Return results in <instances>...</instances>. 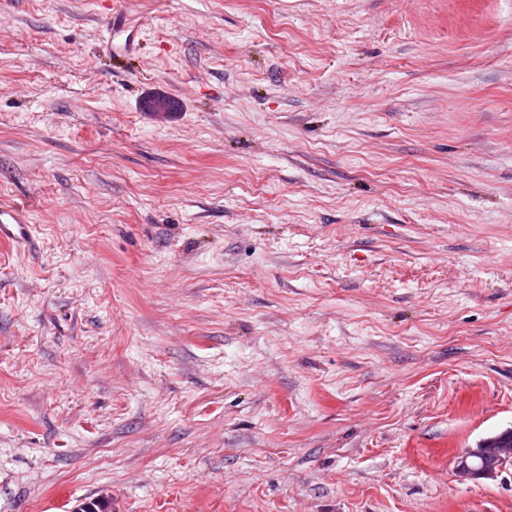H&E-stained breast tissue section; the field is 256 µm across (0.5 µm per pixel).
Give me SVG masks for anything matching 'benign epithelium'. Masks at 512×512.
<instances>
[{"mask_svg":"<svg viewBox=\"0 0 512 512\" xmlns=\"http://www.w3.org/2000/svg\"><path fill=\"white\" fill-rule=\"evenodd\" d=\"M512 465V430H505L468 448L454 460V473L460 481L494 479Z\"/></svg>","mask_w":512,"mask_h":512,"instance_id":"1","label":"benign epithelium"}]
</instances>
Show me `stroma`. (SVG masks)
I'll return each mask as SVG.
<instances>
[{
    "mask_svg": "<svg viewBox=\"0 0 512 512\" xmlns=\"http://www.w3.org/2000/svg\"><path fill=\"white\" fill-rule=\"evenodd\" d=\"M0 202V512H512V0H0ZM127 22L126 13L123 9L117 8L112 13V50L128 52L131 49L132 41L128 32H131L132 30H129ZM123 36H125L124 40L122 39ZM119 38H121L123 41L121 44L117 45L116 40ZM30 223L25 211L14 204H0V239L24 246L31 239ZM482 447L467 448L455 457L454 473L459 481L494 479L512 465V430L482 441Z\"/></svg>",
    "mask_w": 512,
    "mask_h": 512,
    "instance_id": "obj_1",
    "label": "stroma"
}]
</instances>
